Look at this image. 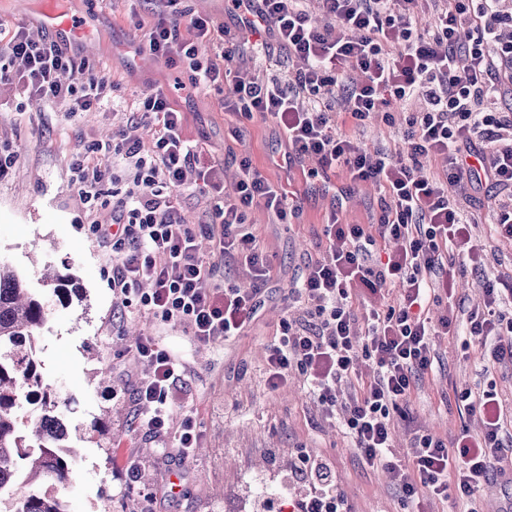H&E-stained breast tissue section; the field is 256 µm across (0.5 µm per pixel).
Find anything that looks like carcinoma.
I'll return each instance as SVG.
<instances>
[{
  "mask_svg": "<svg viewBox=\"0 0 512 512\" xmlns=\"http://www.w3.org/2000/svg\"><path fill=\"white\" fill-rule=\"evenodd\" d=\"M43 289L0 259V512H67L44 485L65 486L74 459L70 423L55 390L44 382L39 336L55 303L82 291L70 274L46 270Z\"/></svg>",
  "mask_w": 512,
  "mask_h": 512,
  "instance_id": "carcinoma-1",
  "label": "carcinoma"
}]
</instances>
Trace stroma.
<instances>
[{
    "label": "stroma",
    "instance_id": "stroma-1",
    "mask_svg": "<svg viewBox=\"0 0 512 512\" xmlns=\"http://www.w3.org/2000/svg\"><path fill=\"white\" fill-rule=\"evenodd\" d=\"M49 10L60 12L76 32L72 39L54 32V40L112 82L103 106L73 115L65 104L29 100L14 81L0 80V152L15 159L0 175V256L34 288L46 262L76 276L82 296L55 306L44 327L43 375L70 419L112 421L110 448L90 437L80 443L71 480L59 491L68 512H299L310 489L297 481L294 470L307 453L334 469L349 512H401L398 489L383 470L362 462L338 420L323 413L302 377L293 376L277 390L265 383L267 347L285 315L288 290L327 245L323 230L331 199L311 191L302 174L303 168L314 167V160L288 170L273 166L270 158L283 153L285 138L272 120H249L225 110L222 92L191 87L181 70L143 51V37L159 19L153 0H0V34L22 26L33 39H41L47 33L40 19ZM156 91L185 112L186 137L223 167L226 183L237 177L236 159L246 157L271 181L289 184L302 200L301 211L288 224L278 223L263 207L249 210L248 221L271 265L269 295L242 336L213 346L197 344L184 327L112 301L117 259L91 225L108 221L113 194L132 189L127 171L113 165L111 156H98L99 164L112 166L113 177L103 185L102 204L95 208L83 203L74 184V159L113 132L152 142L156 125L132 124L128 114L144 94ZM420 109L417 102L390 105V126L378 118L358 127L341 114L337 130L363 148L389 152L398 146L406 113ZM335 180L350 192L338 211L340 221L377 223L381 189L352 183L343 171ZM474 195L471 235L485 271L458 272L452 301L428 304L431 319L450 313L465 322L468 311L482 301V275L512 283V243L501 240L490 222L494 198L483 188ZM131 329L180 358L184 371L169 399V413L174 423L188 418L196 424L203 435L201 454L183 458L172 438H153L140 430L135 384L146 367L131 356ZM434 348L431 371L415 381L413 421L399 423L394 432L393 453L402 460L412 454V430L450 442L462 432L480 430L479 419L455 401V390L491 386L512 406V365L484 368L477 347L461 336L435 337ZM129 454L141 463L134 483L123 466Z\"/></svg>",
    "mask_w": 512,
    "mask_h": 512
}]
</instances>
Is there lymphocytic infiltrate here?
I'll use <instances>...</instances> for the list:
<instances>
[{
    "label": "lymphocytic infiltrate",
    "mask_w": 512,
    "mask_h": 512,
    "mask_svg": "<svg viewBox=\"0 0 512 512\" xmlns=\"http://www.w3.org/2000/svg\"><path fill=\"white\" fill-rule=\"evenodd\" d=\"M162 2L161 17L147 35L152 55L184 69L191 87L225 90V109L275 121L286 138L285 165L313 158L318 166L309 178L342 169L351 182L383 190L376 225L345 224L329 215L326 253L290 288L280 336L268 348L269 386L278 388L290 371H298L323 412L339 417L363 462L387 472L406 512H414L426 495L455 499L462 512H487L481 491L512 458V431L496 393H454L468 414L479 417L480 434L464 433L449 444L431 434L414 435L405 462L392 453V435L396 421L409 418L416 377L432 368L433 337L469 336L484 361L512 364V285L485 281L483 303L463 326L448 316L432 323L422 311L432 294H452L455 257L482 264L461 189L490 183L499 195L496 232L512 240V113L498 105L512 97L507 0H320L321 24L306 0H230L237 34L196 17L191 42L181 36L178 0ZM217 36L220 59L200 60V45ZM283 50L292 66L280 77L263 79L233 68L245 56L263 66ZM7 72L28 98L63 102L73 113L97 109L112 87L104 73L57 41L33 40L22 27L10 33L0 53V76ZM66 72L71 82H62ZM415 99L426 107L410 113L395 152L368 151L336 129L337 113L359 125L377 117L389 124L391 103ZM134 117L158 123L152 146L116 132L104 150L125 163L139 193L117 199L109 223L92 226L120 259L112 268V297L187 328L205 345L242 335L257 318L271 279L247 212L260 205L284 222L301 202L245 158L235 182L225 185L221 168L185 137V116L163 93L142 97ZM434 157L447 160L446 172L423 176L425 162ZM190 169L213 216L197 231L182 222L178 208L177 191ZM201 234L213 241L218 256L246 272L248 286L214 287L216 265L197 248ZM376 251L383 260L371 261ZM395 283L400 298L385 304V292ZM363 295L370 309L361 319L352 301ZM134 356L150 367L136 388L144 407L141 424L148 433L164 434L167 399L181 363L147 337L136 344ZM361 356L369 363L368 378L347 400H338V383L352 380ZM299 474L313 489L302 512H344L345 500L323 459L305 458Z\"/></svg>",
    "instance_id": "f902f5d3"
}]
</instances>
